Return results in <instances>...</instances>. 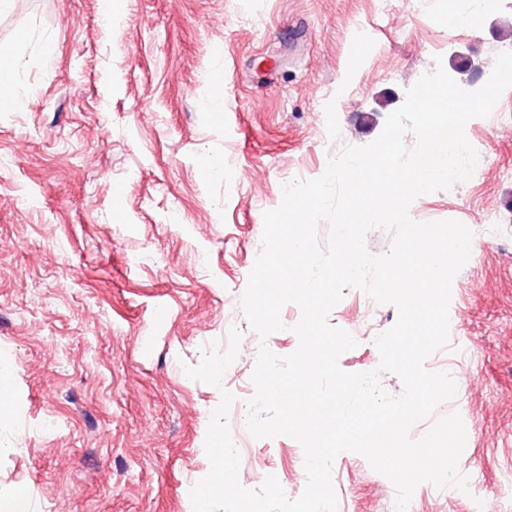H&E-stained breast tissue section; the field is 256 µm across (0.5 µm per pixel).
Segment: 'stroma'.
I'll return each instance as SVG.
<instances>
[{"mask_svg": "<svg viewBox=\"0 0 512 512\" xmlns=\"http://www.w3.org/2000/svg\"><path fill=\"white\" fill-rule=\"evenodd\" d=\"M450 0H10L0 46L18 63L0 98V357L18 368L0 411V495L32 512H193L222 391L239 418L259 337L241 299L282 187L322 176L381 133L441 56L464 89L512 50V0L457 22ZM472 177L417 197V222L494 219L452 283L455 322L425 361L456 394L466 490L429 483L408 512H512V126L471 119ZM390 304L344 291L331 324L356 336L342 370L379 363ZM241 340L221 387L190 379L211 343ZM53 428H46V421ZM240 480L304 490L291 437L251 439ZM343 512H394L391 482L345 452Z\"/></svg>", "mask_w": 512, "mask_h": 512, "instance_id": "1", "label": "stroma"}]
</instances>
